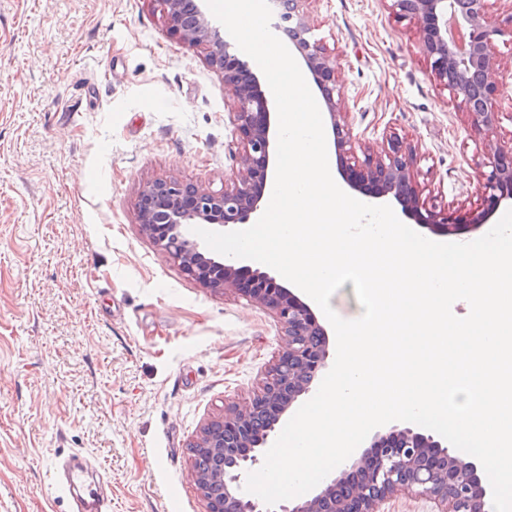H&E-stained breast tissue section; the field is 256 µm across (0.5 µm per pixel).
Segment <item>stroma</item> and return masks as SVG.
<instances>
[{
	"instance_id": "1",
	"label": "stroma",
	"mask_w": 512,
	"mask_h": 512,
	"mask_svg": "<svg viewBox=\"0 0 512 512\" xmlns=\"http://www.w3.org/2000/svg\"><path fill=\"white\" fill-rule=\"evenodd\" d=\"M336 97L379 155L416 145L425 205L473 207L488 142L388 0H299ZM232 94L150 0H0V512H77L57 463L112 512H208L191 445L260 389L273 315L202 286L145 235L144 185L218 191Z\"/></svg>"
}]
</instances>
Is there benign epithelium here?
I'll use <instances>...</instances> for the list:
<instances>
[{
    "label": "benign epithelium",
    "mask_w": 512,
    "mask_h": 512,
    "mask_svg": "<svg viewBox=\"0 0 512 512\" xmlns=\"http://www.w3.org/2000/svg\"><path fill=\"white\" fill-rule=\"evenodd\" d=\"M169 27L188 44L206 50L211 69L231 87L238 132L240 168L220 191L203 190L176 178L146 185L139 197L137 223L201 284L235 290L270 311L283 336V350L260 391L240 408L229 406L224 418L209 422L195 443L209 457L208 469L194 472L201 489L222 504L209 512H387L399 492L426 496L437 512H484L487 489L482 471L457 451L411 426L393 425L372 435L369 448L338 476L305 498L269 508L243 488L246 472L274 439L280 419L311 393L329 364V339L306 302L277 278L257 273L241 279L237 261L213 255L187 233L192 224L218 229L246 224L261 209L267 181L275 171L278 128L258 76L231 51L219 26L207 18L204 0H150ZM397 19H420L419 49L433 79L448 91L449 101L465 111L471 128L492 132L501 120L497 42L512 48V9L490 16L489 0H390ZM288 37L311 73L328 114L340 173L347 185L372 199L395 200L402 212L424 227L448 235L488 223L504 202H512V142L488 146L477 173L480 207L422 209L417 195L416 146L388 142L379 158L364 168L344 167L343 159L360 146V134L336 101V61L310 38L303 20L292 21Z\"/></svg>",
    "instance_id": "benign-epithelium-1"
}]
</instances>
